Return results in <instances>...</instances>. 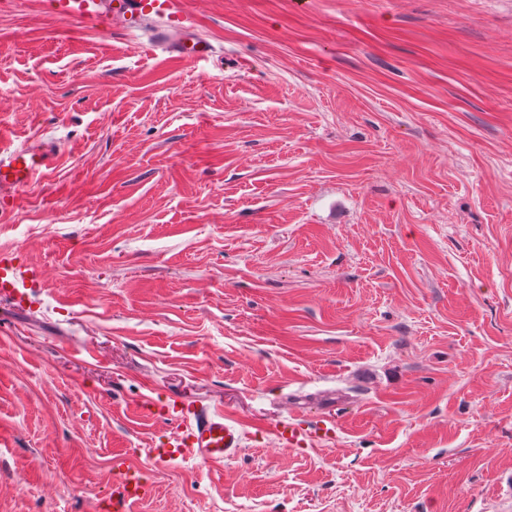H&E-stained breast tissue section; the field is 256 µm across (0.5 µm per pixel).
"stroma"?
I'll use <instances>...</instances> for the list:
<instances>
[{"label":"stroma","mask_w":512,"mask_h":512,"mask_svg":"<svg viewBox=\"0 0 512 512\" xmlns=\"http://www.w3.org/2000/svg\"><path fill=\"white\" fill-rule=\"evenodd\" d=\"M174 3L205 61L0 0V512H512V0ZM176 401L239 452L153 467ZM60 149H50L40 142L19 147L0 146V199L10 200L20 188L47 176L56 166ZM24 288H41L37 272L26 263L18 261L13 253L1 252L0 296L23 306L28 303V294ZM274 430L279 441L290 448L304 447L312 434L307 428L290 420L288 423L275 425ZM113 472L112 488L105 499L98 503V511L133 512L148 494L149 487L127 467L121 456L114 458Z\"/></svg>","instance_id":"stroma-1"}]
</instances>
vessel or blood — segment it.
Instances as JSON below:
<instances>
[{"mask_svg":"<svg viewBox=\"0 0 512 512\" xmlns=\"http://www.w3.org/2000/svg\"><path fill=\"white\" fill-rule=\"evenodd\" d=\"M53 15L74 20L79 25L105 30L113 17L120 16L137 22L147 15L167 18L170 25L182 28L186 17L174 12L172 0H48ZM176 51L189 63L205 60L210 55L207 43L188 38L179 43ZM59 149L47 148L39 142H29L19 147L0 146V199L7 201L20 188L47 176L56 166ZM41 282L34 268L18 261L11 253H0V296L18 305L28 302V289L40 287ZM179 426L162 447L149 449V458L156 467H164L177 457H192L220 464L233 457L242 446V432L237 424L223 412L196 405H176L173 408ZM279 441L291 448L304 447L311 437L308 429L296 422L276 425ZM112 487L99 503V512H134L149 492L126 465L123 457L113 460Z\"/></svg>","mask_w":512,"mask_h":512,"instance_id":"vessel-or-blood-1","label":"vessel or blood"}]
</instances>
